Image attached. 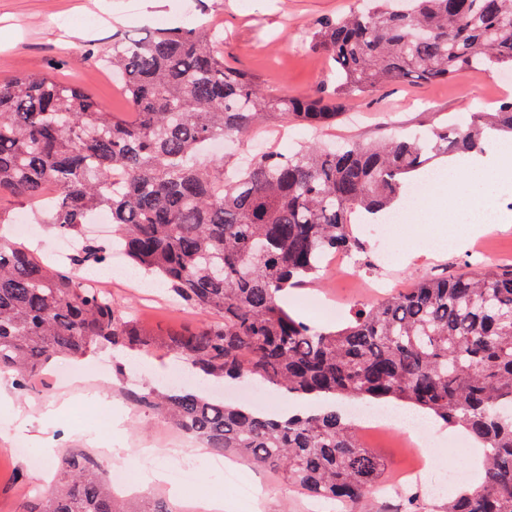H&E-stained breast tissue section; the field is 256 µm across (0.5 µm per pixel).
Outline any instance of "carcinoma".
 Listing matches in <instances>:
<instances>
[{"mask_svg": "<svg viewBox=\"0 0 512 512\" xmlns=\"http://www.w3.org/2000/svg\"><path fill=\"white\" fill-rule=\"evenodd\" d=\"M370 2L312 34L311 47L336 68L328 99L278 94L225 64L224 33L204 23L112 40L100 60L123 80L128 116L47 76L0 82V193L29 203L56 187L54 206L36 215L58 236L109 212L112 248L129 268L199 315L157 335L108 289L84 285L82 271L108 263L95 241L59 267L0 235V375L26 393L55 357L79 362L107 348L140 357L163 347L215 379L393 402L462 426L485 448L482 481L457 484L440 512H512V269L485 262L470 274L428 277L356 308L340 327L316 328L284 303L320 278L329 255L364 253L353 224L388 216L429 155L481 154L489 133L512 134V99L380 144L272 148L241 169L225 155L203 157L207 146L242 142L271 120L324 129L383 85L512 70V0ZM130 399L203 447L351 512L381 484L384 464L334 412L275 418L172 385L147 384ZM58 469L56 487L32 495L24 512H173L116 499L85 451L62 456ZM427 498L409 495L403 512H425Z\"/></svg>", "mask_w": 512, "mask_h": 512, "instance_id": "obj_1", "label": "carcinoma"}]
</instances>
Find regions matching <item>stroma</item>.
Wrapping results in <instances>:
<instances>
[{
    "mask_svg": "<svg viewBox=\"0 0 512 512\" xmlns=\"http://www.w3.org/2000/svg\"><path fill=\"white\" fill-rule=\"evenodd\" d=\"M361 0H198L196 10L224 32L225 62L257 75L263 83L294 97L321 96L335 82L326 57L309 48L307 33L324 18L346 15ZM185 0H0V80L18 74L45 73L85 86L104 111L124 113L130 106L112 74L80 56L93 42L111 43L114 32L142 36L160 24L186 23ZM512 96V71L485 75L463 73L439 83L388 85L362 98L354 108L361 124L342 121L314 135L299 125L289 126L285 141L358 139L371 142L406 131L441 126L448 119L467 120L475 104L488 106ZM373 267L354 271L324 264L321 277L310 286L291 291V312L316 324L351 319L357 305L366 303L365 285L384 277L401 287L432 275L455 273L476 265L481 257L472 248L432 254L425 239L415 238L403 224H365L361 227ZM112 295L134 309L140 320L157 331L189 322L190 310L171 303L138 307L133 288L117 283ZM116 359L103 352L82 366L85 381L95 383L93 398L59 392L53 367H46L33 389L9 391L0 404V512H22L35 486L51 482L66 450L86 446L123 449L139 459L143 441L157 446L176 435L173 426L131 408L117 395L125 382L159 384L173 366L165 351L148 358L142 369L115 370ZM440 444L432 467L440 475L463 470L470 482L484 475L477 444L457 449L459 430L436 423ZM44 456L43 469L29 464L28 453ZM257 497L245 510L235 488L202 468L196 481L223 494V512H328L313 498L288 486L276 472L252 470Z\"/></svg>",
    "mask_w": 512,
    "mask_h": 512,
    "instance_id": "1",
    "label": "stroma"
}]
</instances>
